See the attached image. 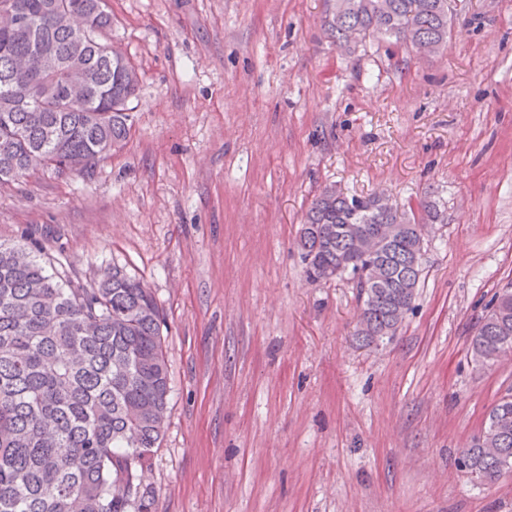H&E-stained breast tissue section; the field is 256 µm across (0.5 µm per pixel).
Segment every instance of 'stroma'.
<instances>
[{
  "label": "stroma",
  "mask_w": 512,
  "mask_h": 512,
  "mask_svg": "<svg viewBox=\"0 0 512 512\" xmlns=\"http://www.w3.org/2000/svg\"><path fill=\"white\" fill-rule=\"evenodd\" d=\"M109 7L140 74L131 135L92 176L0 185V241L153 291L170 395L152 512H512V474L458 462L512 390V352L470 358L512 280V0H459L429 55L336 47L326 0ZM329 184L439 214L414 308L376 346L351 283L304 275Z\"/></svg>",
  "instance_id": "35a3bbf8"
}]
</instances>
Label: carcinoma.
<instances>
[{
    "label": "carcinoma",
    "instance_id": "carcinoma-1",
    "mask_svg": "<svg viewBox=\"0 0 512 512\" xmlns=\"http://www.w3.org/2000/svg\"><path fill=\"white\" fill-rule=\"evenodd\" d=\"M21 27L0 23V185L38 170L90 177L123 147L136 67L103 38L107 0H0ZM448 0H330L325 31L339 47L389 36L448 43ZM85 98L64 102L72 74ZM433 202L398 212L377 197L330 185L311 200L298 247L306 278H347L361 302L357 335L393 334L411 310ZM164 315L150 289L118 268L84 283L42 248L0 242V512H150L143 484L167 417ZM512 348V280L486 308L471 342L478 364ZM512 458V392L491 409L463 451L477 480Z\"/></svg>",
    "mask_w": 512,
    "mask_h": 512
}]
</instances>
